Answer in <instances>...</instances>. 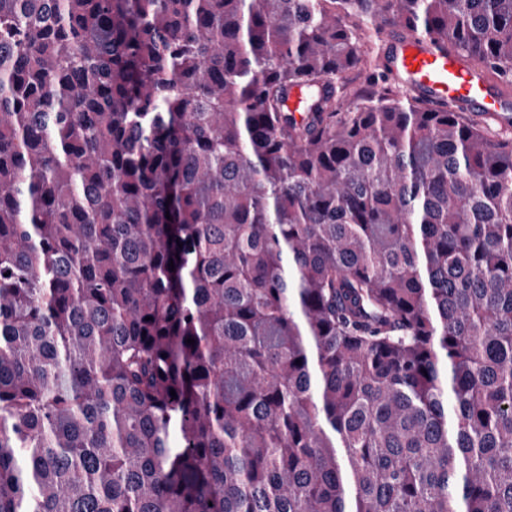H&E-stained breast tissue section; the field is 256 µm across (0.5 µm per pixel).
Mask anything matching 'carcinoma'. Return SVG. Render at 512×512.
I'll use <instances>...</instances> for the list:
<instances>
[{"label": "carcinoma", "mask_w": 512, "mask_h": 512, "mask_svg": "<svg viewBox=\"0 0 512 512\" xmlns=\"http://www.w3.org/2000/svg\"><path fill=\"white\" fill-rule=\"evenodd\" d=\"M386 28L512 89V0H0V512H512V138ZM388 45L394 75L424 100L455 103L493 135L512 136L510 105L479 67L449 47L447 52L438 50L427 37L404 40L391 35ZM470 112L480 116L508 112L510 120L477 118Z\"/></svg>", "instance_id": "obj_1"}]
</instances>
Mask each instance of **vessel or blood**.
Wrapping results in <instances>:
<instances>
[{
    "label": "vessel or blood",
    "mask_w": 512,
    "mask_h": 512,
    "mask_svg": "<svg viewBox=\"0 0 512 512\" xmlns=\"http://www.w3.org/2000/svg\"><path fill=\"white\" fill-rule=\"evenodd\" d=\"M392 71L432 103H454L480 116L512 110L487 75L455 50L441 51L426 37L388 38Z\"/></svg>",
    "instance_id": "1"
}]
</instances>
